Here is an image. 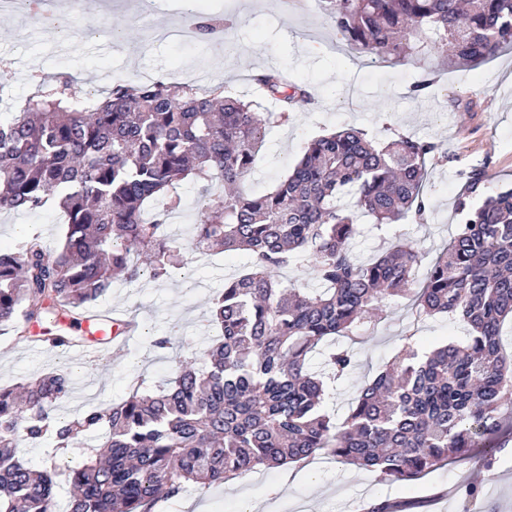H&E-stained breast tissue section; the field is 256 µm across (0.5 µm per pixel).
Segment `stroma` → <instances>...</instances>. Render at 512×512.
<instances>
[{
    "instance_id": "obj_1",
    "label": "stroma",
    "mask_w": 512,
    "mask_h": 512,
    "mask_svg": "<svg viewBox=\"0 0 512 512\" xmlns=\"http://www.w3.org/2000/svg\"><path fill=\"white\" fill-rule=\"evenodd\" d=\"M199 13L226 20L224 36L231 46L216 50L212 43L176 40L147 42L135 22L139 0H88L75 13L67 34L55 36L33 23L30 13H0V59L8 66L0 82L10 86L14 100L31 89L35 74L60 71L76 76L79 85L99 93L117 81L172 78L217 85L254 101L261 110L276 104L252 83V73L279 67L289 81L313 86L316 100L299 108L288 123L267 130L257 164L245 181L256 194L275 188L291 172L308 140L357 128L383 144L398 131L438 144L448 160L431 166L424 194L429 216L424 224L361 222L353 242L362 259L380 253L388 242L412 243L433 258L455 233L462 216L456 210L471 173L483 180L473 201L512 184V52L467 69L449 70L438 55H413L403 62L373 65L371 60L337 44L330 19L305 0L289 9L282 0H196ZM431 70L438 83L425 96L413 97L411 85ZM65 224L56 209L36 213L0 212V247L15 248L21 233L34 229L45 245H59ZM185 266L172 278H141L114 284L97 304L115 316L132 315L137 333L125 346L109 347L99 362L85 364L49 343L0 335V387L27 382L49 372H66L81 397L60 407L68 415L103 402L126 398L135 377L148 386L168 377L174 361L155 351L152 339L180 323L192 347L203 350L213 340L207 328L209 301L225 282L243 271L249 257L242 251L196 257L184 249ZM415 334L428 351L449 340H461L458 318L441 314L416 320L403 304L392 305L386 318L353 344L356 367L345 381L328 383L324 408L343 419L359 389L370 382ZM492 469L481 453L436 470L409 485L379 480L376 473L336 462L319 453L306 462L289 463L209 487L196 486L178 497L160 501L154 512H365L368 504L398 499L406 512H465L464 491L482 488L480 506L490 512H512V438L504 437Z\"/></svg>"
}]
</instances>
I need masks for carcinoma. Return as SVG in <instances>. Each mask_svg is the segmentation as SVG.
<instances>
[{
	"instance_id": "carcinoma-1",
	"label": "carcinoma",
	"mask_w": 512,
	"mask_h": 512,
	"mask_svg": "<svg viewBox=\"0 0 512 512\" xmlns=\"http://www.w3.org/2000/svg\"><path fill=\"white\" fill-rule=\"evenodd\" d=\"M336 36L376 61L448 51V64L478 65L512 49V0H319ZM203 40L224 26L199 14ZM282 111L261 114L218 86L201 92L170 79L116 81L82 96L66 72L41 77L20 108L0 118V210L38 212L55 201L66 216L51 249L30 234L0 250V332L57 325L52 346L80 353L86 340L59 324L105 296L116 276L168 277L181 263L166 233L181 207L177 187L204 184L190 229L191 249L248 251L249 270L212 300L220 336L179 360L160 387L78 412L56 410L73 392L67 373L0 388V512H57L59 469L41 470L20 443L47 436L59 448L97 441L85 464L65 473L67 512H150L160 498L302 461L323 451L389 482L410 484L477 448L498 447L512 430V356L502 329L512 324V187L476 208L428 263L403 243L356 259L352 211L376 225L423 221V185L438 145L401 133L376 146L357 129L309 141L288 177L253 195L251 173L266 129L285 123L310 88L280 70L252 77ZM306 259L323 288L285 287L279 270ZM400 298L418 318L451 314L467 332L429 352L404 336L400 351L364 385L341 423L324 410L325 382L308 356L332 337L359 338L362 326ZM176 330L153 339L167 351L190 346ZM336 380L355 366L353 350L325 355Z\"/></svg>"
}]
</instances>
